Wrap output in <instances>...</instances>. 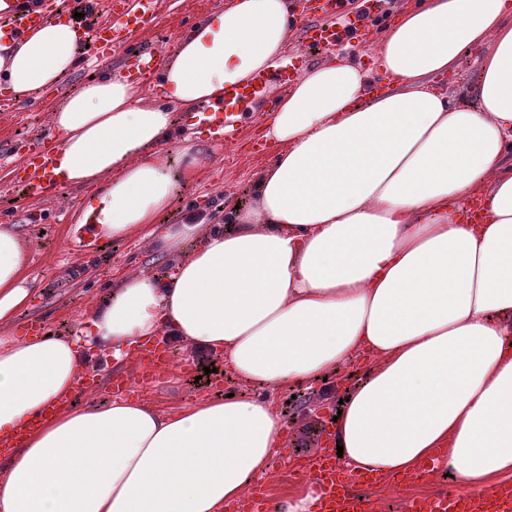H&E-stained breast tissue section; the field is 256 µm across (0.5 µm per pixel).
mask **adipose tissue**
<instances>
[{"label":"adipose tissue","instance_id":"ef3b65f1","mask_svg":"<svg viewBox=\"0 0 512 512\" xmlns=\"http://www.w3.org/2000/svg\"><path fill=\"white\" fill-rule=\"evenodd\" d=\"M291 0H229L179 39L160 98L90 81L51 114L57 173L99 190L107 240L149 233L208 159L174 141L172 107L219 100L271 66ZM481 50L475 109L432 91ZM67 19L0 40V92L39 97L70 72ZM389 86L336 57L305 71L264 120L277 147L232 228L160 236L167 278L124 274L73 336L28 335V247L0 225V512H224L284 447L275 393L312 388L361 351L341 406V465L387 477L446 449L465 494L512 477V0H418L372 47ZM483 201L473 222L472 198ZM165 337L223 358L253 397L161 411L115 397L76 406L84 348L126 367Z\"/></svg>","mask_w":512,"mask_h":512}]
</instances>
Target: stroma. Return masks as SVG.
Returning <instances> with one entry per match:
<instances>
[{
    "label": "stroma",
    "instance_id": "35a3bbf8",
    "mask_svg": "<svg viewBox=\"0 0 512 512\" xmlns=\"http://www.w3.org/2000/svg\"><path fill=\"white\" fill-rule=\"evenodd\" d=\"M223 3L224 0H170L169 7L142 34L141 41L163 55H171L179 37ZM480 56L477 50L462 51L455 71L436 79V89L447 93L455 105L477 107L475 84ZM89 80V74L72 71L60 79L43 102L0 115V211L12 213L13 224L28 240L29 270L38 283L30 307L19 322L25 326L34 320L44 321L49 333L56 336L76 331L80 320L108 298L120 274L139 269L162 278L174 272L173 259L160 251L153 240L138 235L108 242L95 254H69V226L63 218L90 204L86 187H72L53 197L30 201L20 198L12 184L22 158L11 148V140L33 139L50 132L52 108L80 91ZM262 121V113H254L236 140L221 147L212 146L208 162L193 183L158 216V229L184 223L193 214L204 228L210 229L215 225V210H223L229 218L236 207L250 205L256 175L273 159L272 154H255L250 149L251 139L261 134ZM369 359L368 353H359L328 381L318 383L315 390L296 387L277 395L276 406L287 424L288 446L284 453L272 456L267 473L258 479L267 492L290 484L289 473L296 462L307 460L321 447L324 409H339L340 399L362 381ZM197 374L194 368L179 370L172 380L161 374L154 385L134 388L132 394L157 409L168 410L202 397L230 393L252 396L259 391L258 386L242 384L228 371L201 382L197 381Z\"/></svg>",
    "mask_w": 512,
    "mask_h": 512
}]
</instances>
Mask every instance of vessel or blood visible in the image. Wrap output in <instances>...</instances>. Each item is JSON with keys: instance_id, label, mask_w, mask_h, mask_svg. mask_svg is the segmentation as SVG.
I'll return each instance as SVG.
<instances>
[{"instance_id": "1", "label": "vessel or blood", "mask_w": 512, "mask_h": 512, "mask_svg": "<svg viewBox=\"0 0 512 512\" xmlns=\"http://www.w3.org/2000/svg\"><path fill=\"white\" fill-rule=\"evenodd\" d=\"M292 24L300 25L306 40L321 46H335L352 39L367 38L371 31L368 20L354 16L349 24L337 23L344 11V0H293ZM162 0H83L93 21L90 41L96 64L95 76L110 74V61L123 54L126 76L151 84L161 69L159 50H140L132 43L137 34L154 19ZM65 0H0V33L12 40H22L27 33L60 17ZM306 62L300 53L287 54L269 68L256 73L249 82L228 85L222 98L195 111L183 113V127L207 135L217 144L236 138L240 124L248 113L272 107L270 94L288 88ZM53 155L46 138L32 140L28 146L27 166L19 186L29 197H51L64 186L53 173ZM94 214L72 236L76 250L85 254L100 251L101 244L90 230ZM300 478L314 484L320 512H373L365 491L379 482L367 473H347L340 469L333 450L324 448L314 453ZM401 512H512V483L470 496L440 492L431 497L403 499Z\"/></svg>"}]
</instances>
